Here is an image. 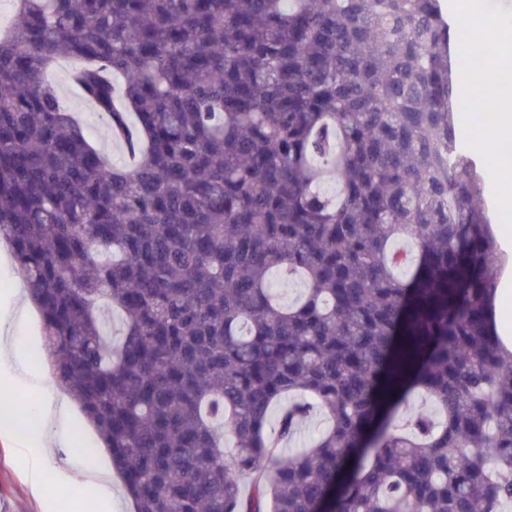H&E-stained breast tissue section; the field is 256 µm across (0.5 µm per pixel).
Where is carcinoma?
Instances as JSON below:
<instances>
[{"instance_id":"1","label":"carcinoma","mask_w":512,"mask_h":512,"mask_svg":"<svg viewBox=\"0 0 512 512\" xmlns=\"http://www.w3.org/2000/svg\"><path fill=\"white\" fill-rule=\"evenodd\" d=\"M13 2L0 242L133 512L512 503L505 254L440 0ZM60 56L131 161L62 107ZM415 394L433 409L395 424ZM326 426V422L322 417L316 416L307 420L298 430L294 439L287 444L281 446V454L288 456L292 450L296 451L302 448L318 433V430Z\"/></svg>"}]
</instances>
